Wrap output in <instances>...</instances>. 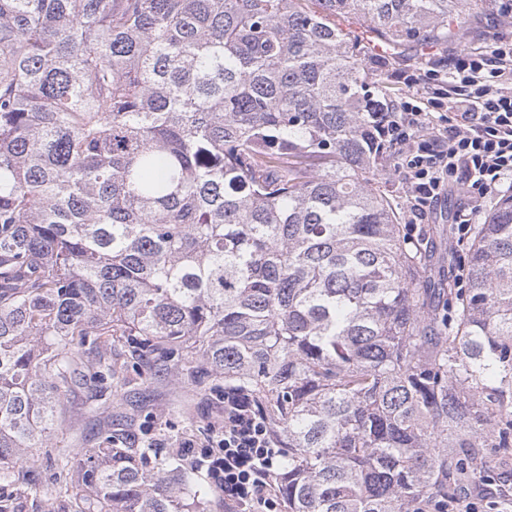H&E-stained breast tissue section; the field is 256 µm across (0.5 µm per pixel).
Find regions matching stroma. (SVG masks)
<instances>
[{
  "label": "stroma",
  "instance_id": "35a3bbf8",
  "mask_svg": "<svg viewBox=\"0 0 512 512\" xmlns=\"http://www.w3.org/2000/svg\"><path fill=\"white\" fill-rule=\"evenodd\" d=\"M497 42L512 43V0H496L489 11H479L448 42L407 51L393 61L386 80L395 100L409 89L399 72L416 74L431 60H447L463 49L484 50ZM68 412L55 423L46 447L34 449L35 482L28 499L30 512H62L77 475L58 479L59 456H76L88 448L104 447L106 429H125L139 440L156 441L163 453L175 452L180 440L192 439L196 449L206 447L224 424V393L216 382L177 381L165 365L152 371H128L124 383L82 386L66 400ZM474 512H512V475L502 474L493 489L471 485L461 493Z\"/></svg>",
  "mask_w": 512,
  "mask_h": 512
}]
</instances>
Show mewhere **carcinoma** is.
<instances>
[{"label": "carcinoma", "instance_id": "carcinoma-1", "mask_svg": "<svg viewBox=\"0 0 512 512\" xmlns=\"http://www.w3.org/2000/svg\"><path fill=\"white\" fill-rule=\"evenodd\" d=\"M487 0H0V512L74 388L161 357L249 393L286 512H445L512 459V185L448 276L383 189L374 45ZM72 512H206L120 434Z\"/></svg>", "mask_w": 512, "mask_h": 512}]
</instances>
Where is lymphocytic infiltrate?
I'll use <instances>...</instances> for the list:
<instances>
[{"mask_svg": "<svg viewBox=\"0 0 512 512\" xmlns=\"http://www.w3.org/2000/svg\"><path fill=\"white\" fill-rule=\"evenodd\" d=\"M509 67L511 43L484 52L463 49L448 64H431L424 81L433 109L443 112L446 132L429 133L430 112L414 97L387 113L384 133L404 150L408 223L424 219L459 188L470 205L458 210L453 222L456 235L465 236L474 211L512 181V88L502 84ZM281 455L253 398L241 391L225 393L224 428L201 456L229 512H278L275 477Z\"/></svg>", "mask_w": 512, "mask_h": 512, "instance_id": "1", "label": "lymphocytic infiltrate"}]
</instances>
